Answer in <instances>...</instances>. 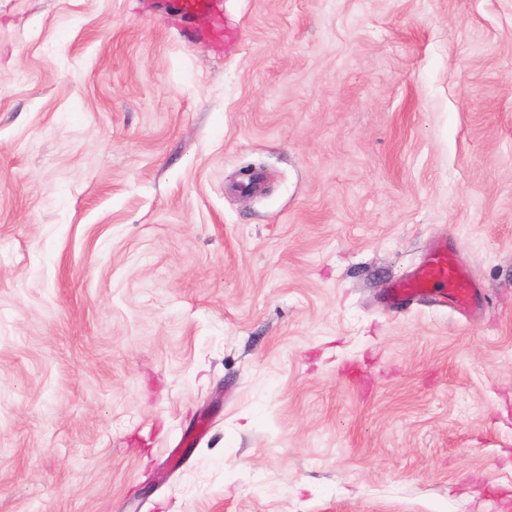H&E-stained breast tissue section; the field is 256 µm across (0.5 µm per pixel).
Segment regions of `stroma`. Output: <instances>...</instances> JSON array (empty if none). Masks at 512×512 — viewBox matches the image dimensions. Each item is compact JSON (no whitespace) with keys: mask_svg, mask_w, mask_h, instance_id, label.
Here are the masks:
<instances>
[{"mask_svg":"<svg viewBox=\"0 0 512 512\" xmlns=\"http://www.w3.org/2000/svg\"><path fill=\"white\" fill-rule=\"evenodd\" d=\"M227 8L0 0V512H512V0ZM161 11L176 13L186 22L181 37L208 43L216 53L229 50L239 39V32L222 0H148ZM202 17L205 23L197 28L192 22ZM448 282L451 288L456 289L457 301L465 302L469 298V290L464 282L460 281L459 272L448 262V255L438 246L428 259L417 266L406 280L405 287L394 288L388 296L392 306L408 303L424 295V289L431 285Z\"/></svg>","mask_w":512,"mask_h":512,"instance_id":"35a3bbf8","label":"stroma"}]
</instances>
